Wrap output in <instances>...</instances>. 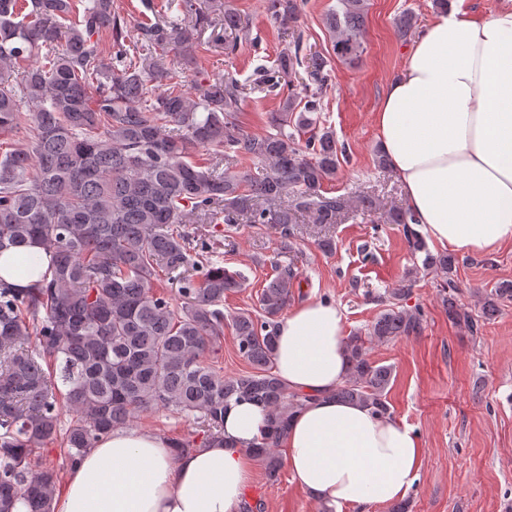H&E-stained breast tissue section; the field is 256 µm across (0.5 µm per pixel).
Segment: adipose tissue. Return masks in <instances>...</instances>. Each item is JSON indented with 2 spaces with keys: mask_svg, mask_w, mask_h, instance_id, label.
I'll list each match as a JSON object with an SVG mask.
<instances>
[{
  "mask_svg": "<svg viewBox=\"0 0 512 512\" xmlns=\"http://www.w3.org/2000/svg\"><path fill=\"white\" fill-rule=\"evenodd\" d=\"M374 122L390 169L428 241L469 253L512 243V0L473 15L446 0L385 85ZM48 261L36 247L0 254V284L26 287L21 266ZM336 305L310 302L280 320L274 370L311 400L292 416L282 445L291 478L330 508L363 512L403 499L422 448L394 416L333 397L347 372ZM266 425L240 402L224 414V441L178 453L149 429L115 430L86 451L55 493L52 512H238L252 475L249 447Z\"/></svg>",
  "mask_w": 512,
  "mask_h": 512,
  "instance_id": "adipose-tissue-1",
  "label": "adipose tissue"
}]
</instances>
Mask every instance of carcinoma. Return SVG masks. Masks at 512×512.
<instances>
[{"label":"carcinoma","instance_id":"obj_1","mask_svg":"<svg viewBox=\"0 0 512 512\" xmlns=\"http://www.w3.org/2000/svg\"><path fill=\"white\" fill-rule=\"evenodd\" d=\"M178 15L141 27V41L125 40L114 0H0V137L29 135L0 150V254L39 246L49 266L26 288H0V512H51L58 472L34 463L56 444L74 466L100 436L127 427L139 414L165 410L201 422L203 440L224 439V411L248 401L267 415V431L251 454L267 478L283 467L279 447L293 413L311 396L291 392L274 372L278 319L295 299L299 273L275 266L259 296L260 311L224 315V299L241 277L218 263L192 258L180 225L274 224L285 237L298 215L312 224H337L350 207L379 209L374 195L330 196L345 148L329 130L301 139L321 112L309 83L329 77L324 57L281 52L260 83L278 91L263 134L238 119L243 88L228 70L198 69L216 27L197 0H169ZM267 17L282 26L297 20V0H264ZM367 0H336L326 15L331 48L349 64L366 51ZM106 33L104 57L93 37ZM249 36L247 21L224 7V54ZM207 152L202 162L192 159ZM246 157L258 174L237 167ZM385 223L401 227L412 253L444 275L448 316L480 333L512 297L496 288L482 316L458 307L451 278L456 260L431 253L407 208ZM179 285L177 297L154 291L159 273ZM404 292L375 318L368 335L345 338L348 372L333 396L381 416L390 365L369 358V344L423 331L418 311L398 308ZM230 320L250 370L228 375L217 342ZM72 416L67 428L61 416Z\"/></svg>","mask_w":512,"mask_h":512}]
</instances>
